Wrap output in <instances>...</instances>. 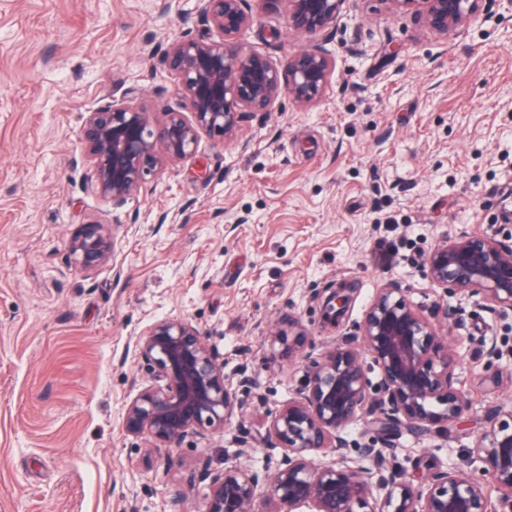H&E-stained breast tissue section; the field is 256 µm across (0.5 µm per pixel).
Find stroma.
I'll use <instances>...</instances> for the list:
<instances>
[{"mask_svg": "<svg viewBox=\"0 0 512 512\" xmlns=\"http://www.w3.org/2000/svg\"><path fill=\"white\" fill-rule=\"evenodd\" d=\"M245 7L254 23L242 44L274 64L322 41L265 0ZM200 10V0H0V512H204L188 472L235 457L263 468L269 412L388 283L432 314L474 397L449 432L398 429L408 477L465 468L488 409L512 402L511 386L484 380L490 362L512 372V311L444 294L423 268L446 237L512 244L498 204L512 189V6L485 0L443 36L413 11L345 0L321 102L304 110L284 96L244 114L228 145L202 134L195 157L111 208L88 188L83 119L129 88L155 113L175 105L162 52L212 36ZM163 212L171 222L157 223ZM92 221L111 226L115 247L90 275L69 266L68 246ZM340 285L354 293L335 327L317 295ZM289 313L311 336L300 360L268 341ZM163 317L198 326L228 383L243 369L253 381L223 431L177 448L122 426L147 377L136 342Z\"/></svg>", "mask_w": 512, "mask_h": 512, "instance_id": "35a3bbf8", "label": "stroma"}]
</instances>
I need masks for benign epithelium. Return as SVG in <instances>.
<instances>
[{
  "label": "benign epithelium",
  "mask_w": 512,
  "mask_h": 512,
  "mask_svg": "<svg viewBox=\"0 0 512 512\" xmlns=\"http://www.w3.org/2000/svg\"><path fill=\"white\" fill-rule=\"evenodd\" d=\"M283 5L290 27L330 40L345 0H264ZM394 11L413 8L442 35L475 20L483 0H383ZM244 0H202L201 20L215 38L170 42L162 59L175 79L177 106L154 113L134 89L87 113L79 139L95 170L92 190L119 208L171 164L196 155L201 133L231 141L245 113L264 114L282 95L302 107L327 93L336 57L320 43L278 67L240 46L254 22ZM192 117H187L186 113ZM113 253L107 224H83L71 237L69 263L86 273ZM427 277L446 294L477 297L493 309L512 310V246L482 233L445 238L427 254ZM349 289L324 297L328 318L341 316ZM273 342L301 354L309 336L297 318L280 319ZM150 384L125 405L123 428L146 434L158 448H176L190 434L217 432L243 407L239 390L226 383L224 361L186 318L149 324L136 344ZM453 348L443 341L408 291L396 284L378 289L345 339L307 366L304 383L288 403L270 412L266 447L280 458L257 470L234 464L220 471L203 461L186 481L206 483L205 512H512V404L491 408L488 426L469 449L471 472L437 471L414 484L396 471L374 495L363 461L387 465L390 437L401 426L443 432L460 422L470 392L454 381ZM377 374L372 384L368 369ZM369 418L375 441L347 453L346 430Z\"/></svg>",
  "instance_id": "benign-epithelium-1"
}]
</instances>
